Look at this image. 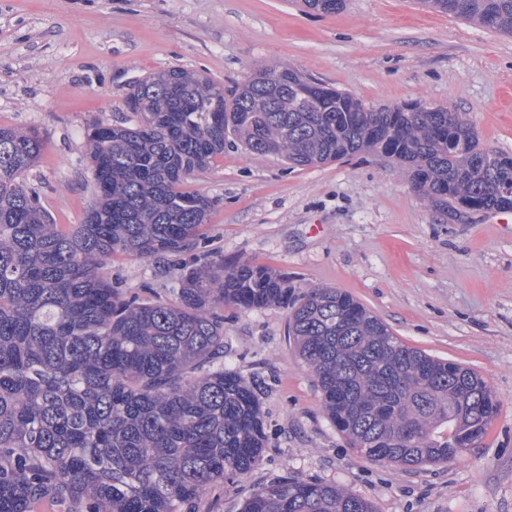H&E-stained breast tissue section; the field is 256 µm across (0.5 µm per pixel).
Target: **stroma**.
<instances>
[{
  "label": "stroma",
  "mask_w": 512,
  "mask_h": 512,
  "mask_svg": "<svg viewBox=\"0 0 512 512\" xmlns=\"http://www.w3.org/2000/svg\"><path fill=\"white\" fill-rule=\"evenodd\" d=\"M260 64L373 108L446 105L512 157V37L417 0H348L335 14L302 0H0V127L40 132L28 179L58 224L82 223L93 202L88 124L129 120L135 80L180 67L229 94ZM187 188L215 201L199 254L276 271L295 297L344 291L408 346L479 373L499 401L458 460L381 465L328 418L288 309L225 306L224 363L264 382L266 441L249 475L207 492L200 512H240L253 488L289 476L342 486L375 512H512V211H437L378 152L294 167L229 143ZM187 260L118 253L105 272L169 300Z\"/></svg>",
  "instance_id": "stroma-1"
}]
</instances>
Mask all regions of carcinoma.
<instances>
[{"label":"carcinoma","mask_w":512,"mask_h":512,"mask_svg":"<svg viewBox=\"0 0 512 512\" xmlns=\"http://www.w3.org/2000/svg\"><path fill=\"white\" fill-rule=\"evenodd\" d=\"M323 13L347 0H304ZM512 35V0H420ZM134 124L93 121L84 144L95 200L56 224L24 175L43 140L0 127V512H200L208 489L247 476L264 449L260 387L224 365V305L288 304V282L248 262L192 258L171 301H144L102 269L115 253L198 248L214 201L185 188L233 137L296 166L367 151L394 158L438 210H512V157L461 112L379 109L292 67L236 92L183 68L126 98ZM288 333L350 447L381 465L432 466L481 439L498 402L477 372L403 344L349 294L308 289ZM242 512H375L342 486L288 478Z\"/></svg>","instance_id":"1"}]
</instances>
